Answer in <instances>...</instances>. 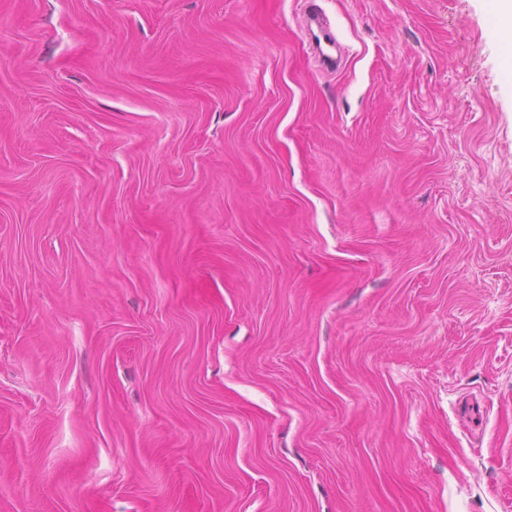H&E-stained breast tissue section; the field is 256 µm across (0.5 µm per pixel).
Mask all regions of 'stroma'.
Returning a JSON list of instances; mask_svg holds the SVG:
<instances>
[{"instance_id": "35a3bbf8", "label": "stroma", "mask_w": 512, "mask_h": 512, "mask_svg": "<svg viewBox=\"0 0 512 512\" xmlns=\"http://www.w3.org/2000/svg\"><path fill=\"white\" fill-rule=\"evenodd\" d=\"M0 0V512H512L490 0Z\"/></svg>"}]
</instances>
